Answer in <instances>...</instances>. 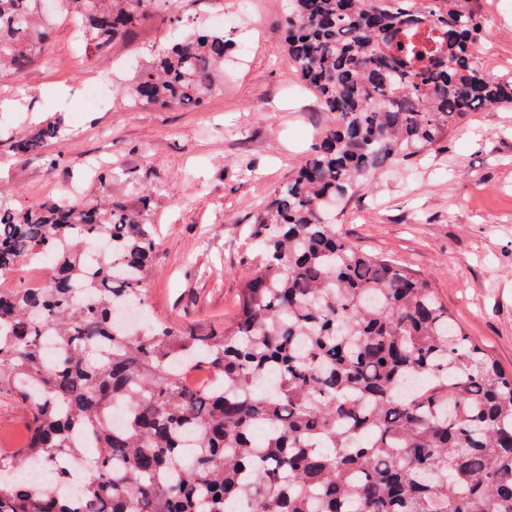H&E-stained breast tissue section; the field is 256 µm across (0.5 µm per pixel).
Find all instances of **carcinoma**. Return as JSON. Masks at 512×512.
I'll return each mask as SVG.
<instances>
[{"mask_svg": "<svg viewBox=\"0 0 512 512\" xmlns=\"http://www.w3.org/2000/svg\"><path fill=\"white\" fill-rule=\"evenodd\" d=\"M41 0H0V75L42 54ZM98 54L177 0H64ZM288 67L330 123L251 221L260 267L233 326L205 336L117 309L147 305L151 195L129 205L101 170L79 203L0 204V272L48 254L50 280L0 288V393L29 411L0 459V512H512V373L428 283L336 230L335 203L442 142L479 110L512 107L474 52L461 0H292ZM420 24L433 40L411 29ZM224 32L180 39L141 70L138 103L194 109L216 88ZM60 118L9 136L24 158ZM63 351L44 361V344ZM219 376L189 388L184 367ZM268 375L276 387L258 390ZM125 425L110 421L114 403ZM88 460L79 493L57 460Z\"/></svg>", "mask_w": 512, "mask_h": 512, "instance_id": "1", "label": "carcinoma"}]
</instances>
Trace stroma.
<instances>
[{
	"instance_id": "1",
	"label": "stroma",
	"mask_w": 512,
	"mask_h": 512,
	"mask_svg": "<svg viewBox=\"0 0 512 512\" xmlns=\"http://www.w3.org/2000/svg\"><path fill=\"white\" fill-rule=\"evenodd\" d=\"M234 0H180L112 44V58L68 53L71 16H57L47 51L0 76V133L60 114L65 129L43 155L16 158L0 142V201L39 204L62 198L65 183L97 185L87 165L112 167L128 202L152 194L160 227L144 284L148 318L203 335L230 324L244 279L258 265L247 242L256 209L286 183L329 120L299 90L284 52L288 0H256L259 24L227 33L220 89L185 111L134 104L128 94L158 51L201 28V16ZM486 33L476 55L492 78L512 81V0H463ZM112 91L93 112L81 88L104 71ZM65 160L48 169L44 155ZM337 228L362 250L388 256L428 281L465 333L512 371V109L473 113L420 159L361 188ZM27 412L0 393V451L23 442Z\"/></svg>"
}]
</instances>
